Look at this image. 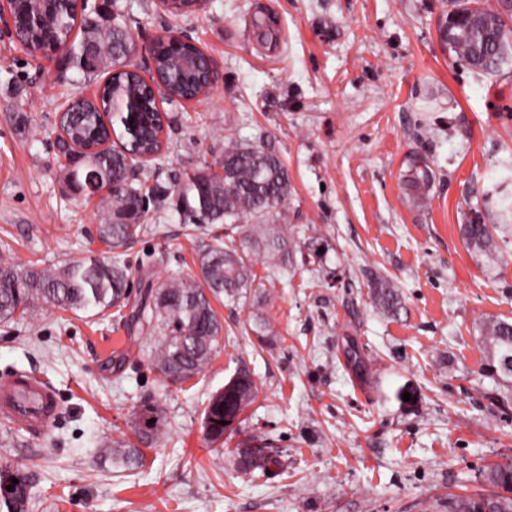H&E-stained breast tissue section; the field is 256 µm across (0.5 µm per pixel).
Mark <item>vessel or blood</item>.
I'll return each mask as SVG.
<instances>
[{"label":"vessel or blood","mask_w":512,"mask_h":512,"mask_svg":"<svg viewBox=\"0 0 512 512\" xmlns=\"http://www.w3.org/2000/svg\"><path fill=\"white\" fill-rule=\"evenodd\" d=\"M56 393L51 385L29 374L0 379V417L31 436H42L55 413Z\"/></svg>","instance_id":"vessel-or-blood-1"}]
</instances>
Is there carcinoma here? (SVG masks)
<instances>
[{"instance_id":"obj_1","label":"carcinoma","mask_w":512,"mask_h":512,"mask_svg":"<svg viewBox=\"0 0 512 512\" xmlns=\"http://www.w3.org/2000/svg\"><path fill=\"white\" fill-rule=\"evenodd\" d=\"M451 10L444 17L450 27H439L441 42L479 74L494 76L512 61V0H450ZM16 36L35 48L47 49L68 42L74 30L81 39L76 59L84 57L86 74L112 73L126 60L125 49L132 43L130 33L112 27L82 11L76 17L73 8L61 0L37 12L34 0H13ZM156 72L163 85L147 80L136 71H127L108 83L100 99L74 104L64 118L66 134L72 142L90 143L106 134L99 122L102 112H112L124 120L129 105L137 112L138 134L125 138L117 134L127 148L139 153L162 152L158 132L161 116L156 94L163 92L172 100L185 98L201 89L204 61L193 46L175 45L164 35L156 40ZM58 176L69 190L80 194L89 189L85 183L93 175L101 183L122 179L126 155L119 146L99 151L80 160L64 154ZM433 173L425 164L415 163L404 175L414 204L428 202L427 189ZM290 193L288 170L277 153L263 145L244 146L228 143L217 166H205L178 187L179 204L190 220L207 224L222 222L224 236L231 245L215 239L198 252L199 271L175 279L155 281L142 275L138 290L132 291L133 271L120 249L144 232L139 199L142 191L130 185L109 191L100 199V224L97 237L112 250L109 259L88 255L72 259L59 267H43L37 262H17L0 257V324L22 320L37 308L60 311H92L103 315L113 309L129 326L128 351L118 366L130 360L140 346V334L153 335L152 363L170 383H185L203 371L220 352L224 325L213 306L220 299L229 305L245 303L257 289L265 287L255 272L260 264L268 271L288 265L290 258L305 246L297 232L288 228L287 201ZM509 224H488L477 208L469 211L468 222L460 225L467 249L475 255L497 251V233H506ZM372 299L377 308L390 315L403 309L396 286L381 279L374 283ZM259 344L277 346L276 328L261 320L250 328ZM484 342L490 350L491 367L512 377V323L496 320L483 325ZM343 347L347 364L355 371H367L355 339ZM258 388L251 373L238 370L224 388L212 393L203 409V433L207 442L221 450L231 441L227 433L242 423L241 416L255 402ZM154 423H149V420ZM165 433L164 410L147 398L135 413L134 439L112 441L106 451L112 465L127 471L146 465L143 449L155 445ZM268 439L259 432L236 444L229 451L234 465L253 477L270 474L273 461L267 454ZM18 483H12V479ZM488 484L512 490V465L490 468ZM12 489L0 493V512H29L31 481L28 474L11 466H0V487ZM448 512H512V496L498 493L448 496Z\"/></svg>"}]
</instances>
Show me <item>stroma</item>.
I'll list each match as a JSON object with an SVG mask.
<instances>
[{"mask_svg":"<svg viewBox=\"0 0 512 512\" xmlns=\"http://www.w3.org/2000/svg\"><path fill=\"white\" fill-rule=\"evenodd\" d=\"M270 8L276 49L251 18ZM109 10L144 65L161 30L180 32L220 63L223 81L194 105L160 100L170 123L163 153L134 187L150 202L149 233L123 254L134 277L197 272L203 237L180 212L176 187L236 141L264 145L288 170V222L309 243L268 284L272 305L216 303L224 349L189 382H164L150 341L116 370L122 321L41 310L0 325V376L33 373L66 412L41 437L14 430L0 464L32 482L30 512H446L449 495L483 493L486 470L512 463V378L493 373L480 326L512 322V263L474 258L460 231L491 188L512 199V63L477 76L439 39L446 0H207L174 16L156 0H111ZM76 67L38 74L0 35V252L58 265L103 255L98 197L58 178L62 102L99 85ZM434 174L425 207L402 183L412 160ZM393 282L404 308L375 307L372 284ZM271 320L266 351L242 333ZM357 337L371 377L344 363ZM257 384L236 441L262 431L279 459L251 479L207 446L203 408L237 369ZM167 434L147 465L127 472L104 449L129 433L144 396Z\"/></svg>","mask_w":512,"mask_h":512,"instance_id":"obj_1","label":"stroma"}]
</instances>
